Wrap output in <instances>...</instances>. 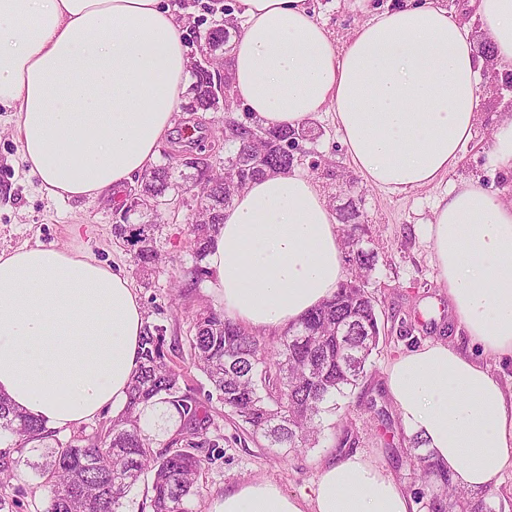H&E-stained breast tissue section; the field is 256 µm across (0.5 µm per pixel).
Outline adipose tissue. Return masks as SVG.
<instances>
[{
    "instance_id": "1",
    "label": "adipose tissue",
    "mask_w": 512,
    "mask_h": 512,
    "mask_svg": "<svg viewBox=\"0 0 512 512\" xmlns=\"http://www.w3.org/2000/svg\"><path fill=\"white\" fill-rule=\"evenodd\" d=\"M497 67L512 71V0H477ZM234 97L263 127L332 112L352 166L392 194L440 185L471 139L485 96L472 32L437 0L369 15L337 44L309 0H237ZM168 0H0V106L17 113L26 170L54 199L97 198L154 164L186 89L189 59ZM433 258L474 356L428 343L388 365L404 423L461 488L512 471V202L466 180L438 197ZM226 318L270 332L298 322L344 280L339 225L297 169L253 180L207 251ZM138 294L93 258L36 246L0 254V396L66 430L120 410L141 362ZM377 459L354 453L286 494L238 486L212 512H411Z\"/></svg>"
}]
</instances>
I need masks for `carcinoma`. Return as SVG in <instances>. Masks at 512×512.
I'll list each match as a JSON object with an SVG mask.
<instances>
[{
	"label": "carcinoma",
	"mask_w": 512,
	"mask_h": 512,
	"mask_svg": "<svg viewBox=\"0 0 512 512\" xmlns=\"http://www.w3.org/2000/svg\"><path fill=\"white\" fill-rule=\"evenodd\" d=\"M215 66L194 64L190 112L218 108L213 96ZM227 142L234 149L224 159V173L209 174L204 185L198 223L193 225L196 254L203 259L218 232L222 213L234 197L266 173L292 168L299 142L314 137L310 126L265 128L245 113L227 121ZM169 168L145 172L141 190L159 197L168 188ZM358 215L343 216L342 235L347 248V279L335 295L312 309L300 322L288 326L270 347L240 324L210 312L197 319L192 341L194 354L207 374L216 398L255 437L279 448H306L319 442L324 415L341 409L340 401L366 377V365L380 341L381 323L372 295L366 289L372 253L358 247ZM158 224H115V238L139 247L136 266L147 271L158 261ZM165 330L145 326L141 338L142 363L133 375L121 414L99 443L82 446L46 432L33 416L0 397V485L18 478L19 461L11 452L35 451L48 439V461L32 464L49 488L43 512H123L124 500L143 475H151L152 512H188L186 503L197 489L201 460L191 452L199 447L210 422L204 406L183 391L180 374L170 365ZM157 404L175 410L180 427L166 448L152 450L144 428L146 411ZM398 448L416 461V479L429 495L428 512H504L505 505L488 501L453 484L448 470L423 447L415 434Z\"/></svg>",
	"instance_id": "carcinoma-1"
}]
</instances>
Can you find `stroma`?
Returning a JSON list of instances; mask_svg holds the SVG:
<instances>
[{
  "mask_svg": "<svg viewBox=\"0 0 512 512\" xmlns=\"http://www.w3.org/2000/svg\"><path fill=\"white\" fill-rule=\"evenodd\" d=\"M182 10L186 23L183 40L188 56L199 59L201 37L215 23L227 18L236 0H169ZM400 0H366L357 8L355 0H312L319 18L337 43L349 40L366 12L382 11L399 5ZM512 115V90H500L481 106L479 122L471 140L464 146L455 170L444 179L451 187L468 179L479 180L491 193L512 200V173H505L492 157L493 134L500 121ZM225 112H181L163 141L157 164H169L171 179L160 199L163 224L156 247L161 263L141 272L127 244L112 234L113 225L146 223L148 211L124 215L127 195L138 192L135 184L113 187L94 200H54L40 191L36 178L28 176L15 140L17 115L0 107V253L36 245L53 246L81 253L111 266L126 277L138 293L147 323L166 330V349L174 368L181 374V385L203 402L210 416L207 447L198 449L203 460L199 489L189 499L191 512H211L216 499L225 491L256 479L276 483L292 494L310 487L321 470L344 457L363 452L381 461L398 479L408 494L419 489L408 455H393L392 439L408 435L409 430L396 412L385 386V371L399 354L428 342L444 341L468 349L469 336L453 314L448 294L440 284V272L431 260L428 223L440 189L425 187L405 194H390L364 182L356 174L346 154L331 114L314 120L316 139L301 142L299 168H307L309 154L322 156L329 169L315 171L331 208L353 202L365 230L362 248L375 254L367 289L377 303L383 325L379 346L371 357L368 376L349 399L351 413L346 419L328 417L318 444L287 452L268 447L253 439L217 399L212 386L194 363L192 338L197 316L204 311H219V304L207 291L206 275L194 272V237L191 222L199 208L191 186L194 169L179 160H166L171 142L185 123L197 125L192 151L211 164H221L224 150ZM376 398L377 410L366 407ZM350 431L352 443L337 448L343 431ZM28 464L19 466L18 479L4 492L19 501L17 512H42L49 493L30 468L39 453L28 455Z\"/></svg>",
  "mask_w": 512,
  "mask_h": 512,
  "instance_id": "obj_1",
  "label": "stroma"
}]
</instances>
